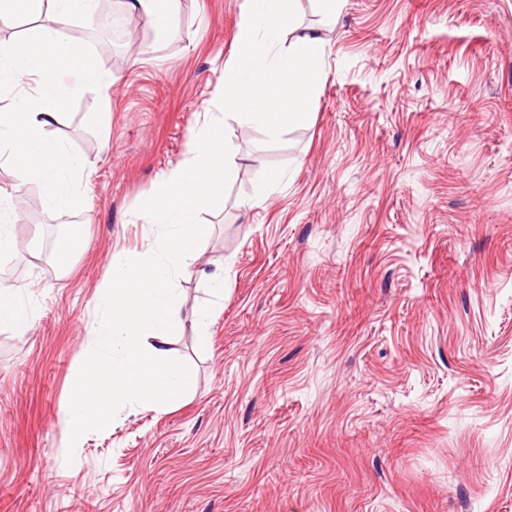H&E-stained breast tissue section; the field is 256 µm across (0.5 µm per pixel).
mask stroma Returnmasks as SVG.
<instances>
[{
  "label": "stroma",
  "instance_id": "1",
  "mask_svg": "<svg viewBox=\"0 0 512 512\" xmlns=\"http://www.w3.org/2000/svg\"><path fill=\"white\" fill-rule=\"evenodd\" d=\"M112 3L127 38L69 30L117 83L48 129L82 206L34 192L0 257L36 310L0 330V512H512V0H339L329 20L301 0L325 42L318 107L276 144L228 120L240 175L175 281L188 322L166 350L193 393L72 451L97 289L113 251L153 246L133 214L217 111L244 0H180L163 39ZM67 224L85 246L59 261Z\"/></svg>",
  "mask_w": 512,
  "mask_h": 512
}]
</instances>
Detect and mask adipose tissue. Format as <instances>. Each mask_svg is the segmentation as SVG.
Returning <instances> with one entry per match:
<instances>
[{"label": "adipose tissue", "mask_w": 512, "mask_h": 512, "mask_svg": "<svg viewBox=\"0 0 512 512\" xmlns=\"http://www.w3.org/2000/svg\"><path fill=\"white\" fill-rule=\"evenodd\" d=\"M95 8L96 0H0V28L13 27L22 17L34 22L23 36L0 40V94L26 88L21 110L0 113V163L9 166L18 184H40L51 207H80L75 186L80 165L63 143L47 136V127L87 87L107 90L116 81L86 47L64 35L74 18L92 15ZM66 72L77 74V82L65 83ZM26 290L23 283L0 282L1 328H31L35 313L24 301Z\"/></svg>", "instance_id": "obj_1"}]
</instances>
